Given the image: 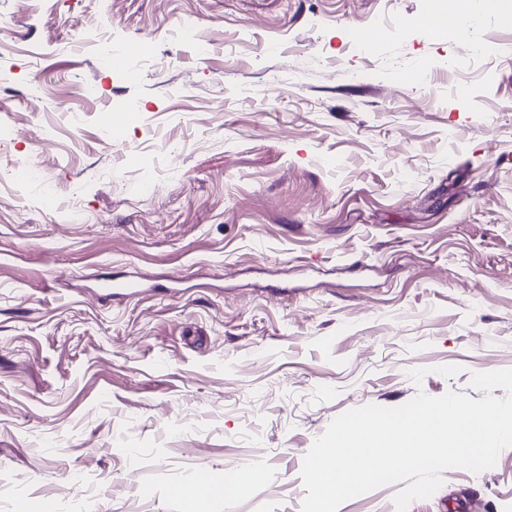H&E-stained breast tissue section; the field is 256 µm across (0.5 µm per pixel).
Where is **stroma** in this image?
<instances>
[{
	"mask_svg": "<svg viewBox=\"0 0 512 512\" xmlns=\"http://www.w3.org/2000/svg\"><path fill=\"white\" fill-rule=\"evenodd\" d=\"M428 8L0 0V512H190L174 487L258 461L276 478L209 512H300L337 416L478 400L473 373L512 368V16L435 37ZM102 29L151 64L128 52L127 79L74 48ZM86 85L71 122L56 103ZM113 116L128 149H184L133 167L101 144ZM29 165L82 184L83 223L17 179ZM443 477L407 512H512V447Z\"/></svg>",
	"mask_w": 512,
	"mask_h": 512,
	"instance_id": "obj_1",
	"label": "stroma"
}]
</instances>
